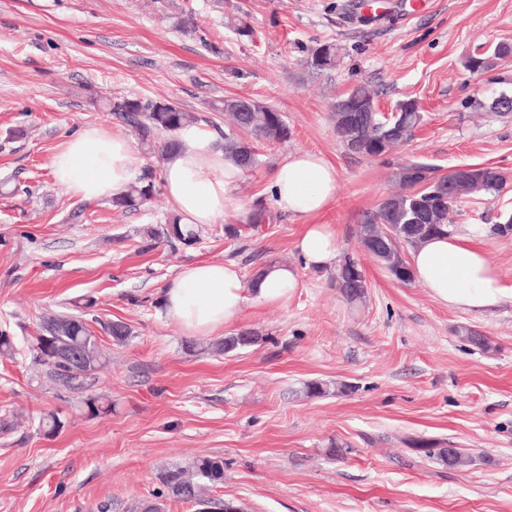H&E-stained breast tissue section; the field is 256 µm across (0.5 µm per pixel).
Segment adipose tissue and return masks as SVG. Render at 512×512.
<instances>
[{"label": "adipose tissue", "instance_id": "obj_1", "mask_svg": "<svg viewBox=\"0 0 512 512\" xmlns=\"http://www.w3.org/2000/svg\"><path fill=\"white\" fill-rule=\"evenodd\" d=\"M179 148L167 158L161 178L181 223L195 227L214 224L219 218L250 223L255 209L240 203L233 188L241 170L224 157L212 131L205 125L183 128ZM139 156L129 140L90 125L71 137L52 160L55 182L68 193L86 200L122 195L130 185ZM337 174L322 155L298 151L280 164L270 187L279 210L305 219L297 248L306 265L322 268L337 256L333 225L312 223L336 196ZM414 280L432 296L450 306L482 312L512 298L486 254L454 234L433 237L412 254ZM297 286L295 268L272 264L251 282H243L232 263L203 260L184 266L162 298L163 315L188 336H220L240 315L246 301L280 303Z\"/></svg>", "mask_w": 512, "mask_h": 512}]
</instances>
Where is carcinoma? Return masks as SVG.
<instances>
[{
  "mask_svg": "<svg viewBox=\"0 0 512 512\" xmlns=\"http://www.w3.org/2000/svg\"><path fill=\"white\" fill-rule=\"evenodd\" d=\"M512 56V45L500 44L492 54H475L469 64L483 72L493 70L497 61ZM336 51L331 44L319 46L312 54L311 66L318 70L335 66ZM215 110L229 114L233 127L247 133L242 138L232 132L224 134V157L231 160L243 171L260 165L258 147L264 144L282 143L288 140L290 129L283 115L276 108L239 98H226ZM109 112L127 125L137 135L139 143L148 150L157 148L166 156L178 147L177 132L188 125L204 120L193 112H186L174 103L158 102L141 98L120 97L109 103ZM333 117L336 134L348 149L359 147L358 155L378 158L386 155L393 147L409 141L421 124L423 115L419 111L405 108L391 119L382 117L375 105L374 94L365 86L352 87L344 97L333 104ZM167 135L160 142L158 136ZM399 180L407 192L390 196L384 203L363 215L358 236L362 244L381 237L382 249L376 258L387 270L396 264H405L401 282L411 281L410 266L406 265L400 246L412 248L435 235H451L456 225L448 223V212L457 202L436 201L440 195L448 193V185L459 187L461 195L478 193L488 195L500 191L512 178L508 172L491 167L482 169L478 165L454 168L440 176L432 174V169L424 164L408 162L399 168ZM156 174L147 168L126 192L113 199L119 208L136 209L146 204L155 189ZM148 236L165 235L170 241L176 240L191 245L200 240V233L191 225H181L178 219L170 217L163 231L150 229ZM333 281L337 290L349 302H360L366 294V279L361 267L354 270L336 267ZM56 336L61 341H74L83 352V366L80 371L87 375L100 366L104 352L87 320L73 314H47L40 324L39 334L34 337L35 362L48 369V375L63 383L78 379L69 368L61 363L48 360L45 355L44 336ZM257 336L251 332L230 336L216 345L219 352H229L239 346L255 343ZM408 445L418 455L443 462L450 469L469 467L475 463L472 454L462 448L446 455L438 444L425 438H410ZM224 482V459L201 457L185 466H173L161 475L163 490L159 496L177 501H192L198 512H241L231 502L203 496L204 487Z\"/></svg>",
  "mask_w": 512,
  "mask_h": 512,
  "instance_id": "carcinoma-1",
  "label": "carcinoma"
}]
</instances>
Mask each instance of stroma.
Wrapping results in <instances>:
<instances>
[{
    "mask_svg": "<svg viewBox=\"0 0 512 512\" xmlns=\"http://www.w3.org/2000/svg\"><path fill=\"white\" fill-rule=\"evenodd\" d=\"M193 14L196 28L177 19ZM512 44V0H0V512H134L156 497L164 470L199 456L224 460L209 494L245 512H512V299L484 313L434 299L396 280L358 246L365 212L399 191L398 168L434 174L491 164L512 175V116L492 103L512 92V57L470 71L477 46ZM336 47L333 68L307 61ZM380 111L415 100L414 139L379 158L347 151L332 106L354 85ZM173 102L206 117L212 102L241 97L276 107L291 135L260 149L261 163L233 194L272 209L269 223L233 237L224 221L192 246L149 238L173 215L163 187L130 212L111 200L82 203L54 180L53 155L88 125L126 135L109 99ZM323 155L336 198L316 224L336 230L339 254L362 266L366 297L349 304L334 266L306 267L295 244L301 219L276 210L269 185L288 155ZM512 215V179L493 195L462 199L450 214L512 288V234H473ZM235 263L244 279L294 266L288 300L246 303L225 336L255 344L219 354L216 337L185 335L159 299L197 260ZM93 300L87 319L106 355L66 385L32 360L40 319ZM120 321L116 344L103 329ZM472 330L489 341L464 340ZM323 384L324 395L305 386ZM91 397L109 402L89 412ZM62 423L48 433L44 422ZM411 437L477 456L448 469L416 455Z\"/></svg>",
    "mask_w": 512,
    "mask_h": 512,
    "instance_id": "stroma-1",
    "label": "stroma"
}]
</instances>
